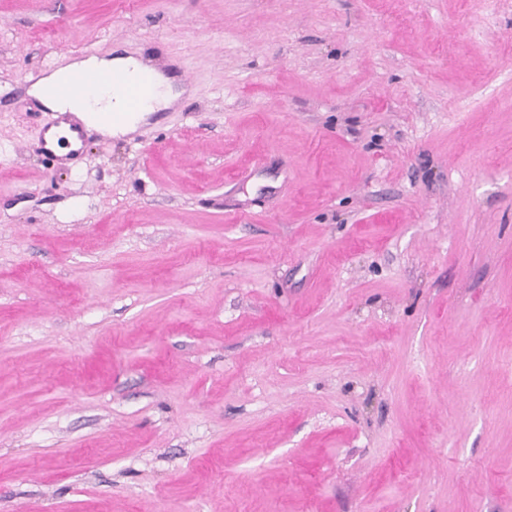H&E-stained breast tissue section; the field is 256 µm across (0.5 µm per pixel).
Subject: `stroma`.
I'll list each match as a JSON object with an SVG mask.
<instances>
[{"instance_id": "35a3bbf8", "label": "stroma", "mask_w": 512, "mask_h": 512, "mask_svg": "<svg viewBox=\"0 0 512 512\" xmlns=\"http://www.w3.org/2000/svg\"><path fill=\"white\" fill-rule=\"evenodd\" d=\"M0 512H512V0H0ZM75 72H82L89 78L88 90L84 95L62 99L48 93L49 89L62 85L64 80ZM143 72H149L155 82L156 91L152 103L138 111L139 114H135L136 112H110L116 107L117 102H111L105 98L100 81L106 78L110 79L104 84L112 101L114 96L118 95L127 111H136L147 104L154 93L150 80L144 78L135 84H124L116 78H112V75L119 73L129 78H137ZM82 73L73 74L66 85L55 92L60 95L77 94L87 82ZM33 94L52 111L70 112L86 125L98 127L110 134H124L134 130L143 119V113L157 112L168 108L180 95L157 68L142 60L133 57L99 58L95 56L58 66L35 85ZM97 112H104L105 118L112 123L127 119L131 115L132 117L128 122L102 123L98 121ZM61 121L70 122L68 117H61L52 124L46 125L41 131L39 143L43 153L50 156L60 164H67L82 155L85 144L86 128L80 122H70L69 137H58L57 144L73 148H71L66 155L60 156L54 149V140L55 137H57V133L54 131V128L58 127Z\"/></svg>"}]
</instances>
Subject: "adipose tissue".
Instances as JSON below:
<instances>
[{"mask_svg":"<svg viewBox=\"0 0 512 512\" xmlns=\"http://www.w3.org/2000/svg\"><path fill=\"white\" fill-rule=\"evenodd\" d=\"M150 72L155 82V95L149 106L150 111L156 112L170 107L178 98L179 93L169 80L158 69L149 68L144 61L133 57L99 58L89 57L74 61L52 70L34 87L35 97L47 108L55 112H69L76 115L87 125L98 123L97 115L109 112L115 104L106 99L101 89L103 79L119 73L130 78H136L143 72ZM81 72L88 76V90L84 95L62 99L53 96L52 90L64 82L72 73Z\"/></svg>","mask_w":512,"mask_h":512,"instance_id":"1","label":"adipose tissue"}]
</instances>
